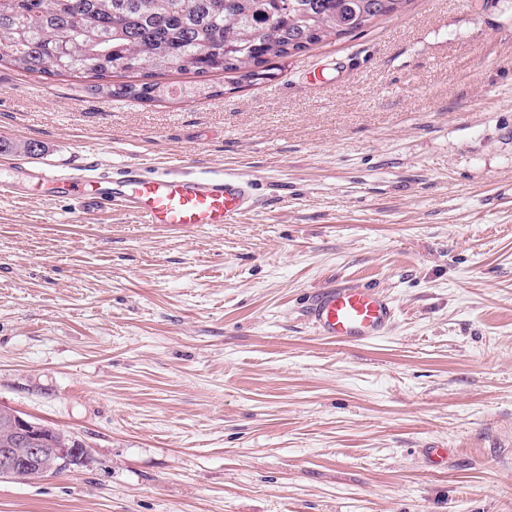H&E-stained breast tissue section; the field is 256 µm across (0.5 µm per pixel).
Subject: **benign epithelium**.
Instances as JSON below:
<instances>
[{"label":"benign epithelium","mask_w":512,"mask_h":512,"mask_svg":"<svg viewBox=\"0 0 512 512\" xmlns=\"http://www.w3.org/2000/svg\"><path fill=\"white\" fill-rule=\"evenodd\" d=\"M13 439L0 445V479H44L81 464L87 446L70 433L52 436L43 425L18 412H0Z\"/></svg>","instance_id":"benign-epithelium-1"}]
</instances>
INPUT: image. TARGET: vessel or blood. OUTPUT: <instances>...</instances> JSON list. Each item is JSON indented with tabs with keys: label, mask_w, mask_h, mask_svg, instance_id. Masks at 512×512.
<instances>
[{
	"label": "vessel or blood",
	"mask_w": 512,
	"mask_h": 512,
	"mask_svg": "<svg viewBox=\"0 0 512 512\" xmlns=\"http://www.w3.org/2000/svg\"><path fill=\"white\" fill-rule=\"evenodd\" d=\"M46 180L75 197L80 213L121 204L147 224L196 227L233 224L254 207L252 188L235 176L212 173L176 176L165 170L142 173L136 166L119 172L63 171ZM397 317L391 297L361 282L330 283L312 291L305 319L320 336L342 345L375 341L390 333Z\"/></svg>",
	"instance_id": "obj_1"
}]
</instances>
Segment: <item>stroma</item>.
<instances>
[{"label":"stroma","instance_id":"obj_1","mask_svg":"<svg viewBox=\"0 0 512 512\" xmlns=\"http://www.w3.org/2000/svg\"><path fill=\"white\" fill-rule=\"evenodd\" d=\"M270 68L191 103L0 62V409L90 452L0 512H512V0H406ZM92 162L256 206L84 218L28 177ZM334 280L387 293L390 333L314 334Z\"/></svg>","mask_w":512,"mask_h":512}]
</instances>
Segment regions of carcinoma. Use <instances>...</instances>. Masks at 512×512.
Listing matches in <instances>:
<instances>
[{
    "label": "carcinoma",
    "instance_id": "cac0c4a2",
    "mask_svg": "<svg viewBox=\"0 0 512 512\" xmlns=\"http://www.w3.org/2000/svg\"><path fill=\"white\" fill-rule=\"evenodd\" d=\"M405 0H0V61L44 76L138 74L113 98L206 96L215 72L241 84L270 58H288L387 17ZM188 68L175 91L154 81Z\"/></svg>",
    "mask_w": 512,
    "mask_h": 512
}]
</instances>
